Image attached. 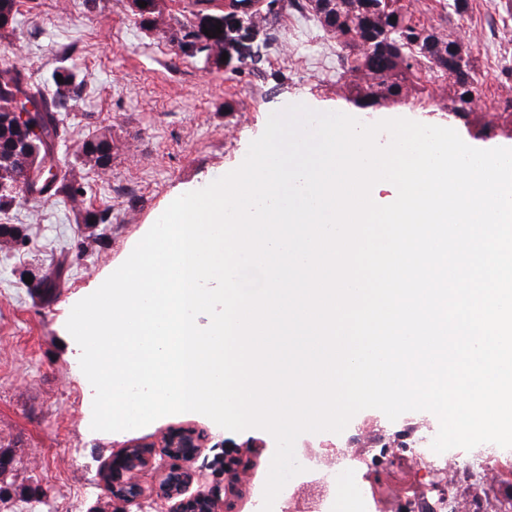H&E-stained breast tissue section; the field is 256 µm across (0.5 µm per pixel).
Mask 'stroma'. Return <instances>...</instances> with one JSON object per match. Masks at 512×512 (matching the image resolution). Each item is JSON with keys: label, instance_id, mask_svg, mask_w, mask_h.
Segmentation results:
<instances>
[{"label": "stroma", "instance_id": "1", "mask_svg": "<svg viewBox=\"0 0 512 512\" xmlns=\"http://www.w3.org/2000/svg\"><path fill=\"white\" fill-rule=\"evenodd\" d=\"M13 33L0 53L15 56L31 81L50 87L51 74L71 68L83 82L81 99L66 114L59 157L74 164L78 146L107 131L118 148L106 175L85 174L88 208L108 211L106 223L78 224L69 207L49 199L38 209L0 211V224L21 226L25 242L0 251V451L17 464L0 476L7 492L0 512H62L85 476L97 483L84 507L111 512L98 480L122 449L159 444L182 428L210 434L208 457L226 442L228 454L248 459L250 470L234 497V512H248L264 488L276 449L259 428L232 432L207 416L184 412L134 430H92L85 409L94 390L83 374L80 348L66 329L72 307L93 293L178 196L208 186L238 168L269 116L302 103L317 111L359 116L347 99L349 75L340 50L318 19L297 0H280L276 13L250 33L233 20L222 25L227 60L181 49L143 26L130 0H19ZM417 18L443 31L464 32L478 70L487 74L481 109L467 119L448 117V82L425 83L398 105L368 109L367 118L412 115L418 122L453 126L468 145L512 148V114L503 110L512 86V0H470L467 17L448 0H401ZM64 264V281L51 297L27 284V273ZM423 471L404 449L390 469L370 471L369 486L386 512L403 492L420 490ZM441 478L457 512H499L512 502V469L493 481L464 479L454 459Z\"/></svg>", "mask_w": 512, "mask_h": 512}]
</instances>
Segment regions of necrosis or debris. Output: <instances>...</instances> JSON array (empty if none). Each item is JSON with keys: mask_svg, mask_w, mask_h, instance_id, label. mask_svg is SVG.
<instances>
[{"mask_svg": "<svg viewBox=\"0 0 512 512\" xmlns=\"http://www.w3.org/2000/svg\"><path fill=\"white\" fill-rule=\"evenodd\" d=\"M404 424L410 431L407 448L424 468L434 470L436 465L442 462L443 457L431 448V443L439 430L433 413L417 412L405 418ZM395 440V435L388 433L381 420L373 415L361 417L353 428L332 440L320 433H308L299 437L295 444V455L303 471L288 481L289 492L278 495L273 512H300L292 493L293 488L319 477L335 485H347L346 512H376V497L358 482L356 473L349 468L347 461L351 449L364 447L370 454L369 465H382L389 461L388 450L394 445ZM331 453L336 456V462L332 465L327 462V456ZM458 459L462 475L470 480H480L498 469L512 466L511 453L502 451L491 457L488 456L487 447L483 444L469 451L459 450Z\"/></svg>", "mask_w": 512, "mask_h": 512, "instance_id": "obj_1", "label": "necrosis or debris"}]
</instances>
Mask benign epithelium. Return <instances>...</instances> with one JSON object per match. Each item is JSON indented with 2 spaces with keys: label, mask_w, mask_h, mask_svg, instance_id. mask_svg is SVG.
<instances>
[{
  "label": "benign epithelium",
  "mask_w": 512,
  "mask_h": 512,
  "mask_svg": "<svg viewBox=\"0 0 512 512\" xmlns=\"http://www.w3.org/2000/svg\"><path fill=\"white\" fill-rule=\"evenodd\" d=\"M226 8L238 20L239 28L255 26L254 0L238 3L227 0ZM206 447L195 430L187 428L170 432L159 446L127 448L105 466L104 486L115 504L114 512H131L145 496H156L170 502L169 512H224V498L236 489L237 473L220 465L222 481L200 479L192 463ZM165 464L155 466V458Z\"/></svg>",
  "instance_id": "obj_1"
}]
</instances>
